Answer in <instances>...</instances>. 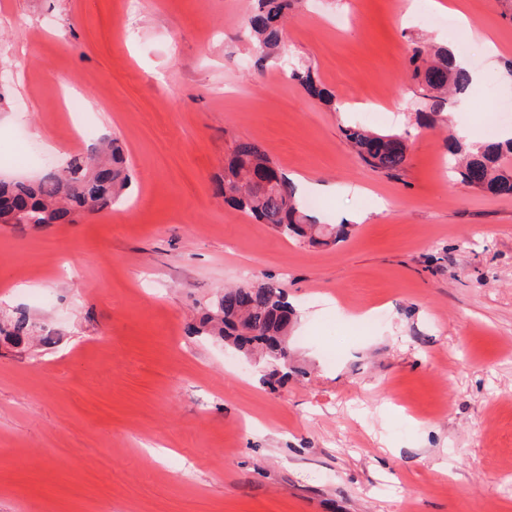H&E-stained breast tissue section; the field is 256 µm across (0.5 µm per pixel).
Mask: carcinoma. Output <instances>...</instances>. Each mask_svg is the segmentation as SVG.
<instances>
[{
    "mask_svg": "<svg viewBox=\"0 0 512 512\" xmlns=\"http://www.w3.org/2000/svg\"><path fill=\"white\" fill-rule=\"evenodd\" d=\"M293 7L294 0H256L248 28L258 65L278 56L283 19ZM406 70L424 99L418 121L432 127L448 112L449 95L464 93L471 82L470 71L456 64L453 53L444 47L414 44ZM345 133L365 164L387 173L403 168L407 147L401 136L357 126ZM105 146L107 150L92 161L75 158L35 183L0 180V219L6 224H59L71 220L76 212L93 214L112 209L124 199L129 174L115 142ZM447 148L459 160L457 178L461 184L512 194V174L502 169V161L512 156V138L479 146L452 138ZM219 192L229 206L271 225L288 240L313 243L322 236L336 242L346 235L347 225L329 228L308 216L295 184L252 142L233 141ZM290 312L282 285L268 278L254 286L225 289L205 308L195 333L220 336L240 349L264 353L275 366V376L285 368ZM32 334V325L24 315L4 327L0 325V336L15 344Z\"/></svg>",
    "mask_w": 512,
    "mask_h": 512,
    "instance_id": "carcinoma-1",
    "label": "carcinoma"
}]
</instances>
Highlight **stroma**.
Listing matches in <instances>:
<instances>
[{
	"instance_id": "obj_1",
	"label": "stroma",
	"mask_w": 512,
	"mask_h": 512,
	"mask_svg": "<svg viewBox=\"0 0 512 512\" xmlns=\"http://www.w3.org/2000/svg\"><path fill=\"white\" fill-rule=\"evenodd\" d=\"M249 0H0V178L34 181L117 138L131 183L71 224H0V512H512V195L459 184L419 124L412 41L481 77L452 128L512 119V0H301L258 66ZM490 32L448 34L450 9ZM311 68L332 102L292 77ZM405 138L394 175L344 129ZM259 146L336 244L287 240L216 192ZM339 186L315 195L310 185ZM271 278L292 372L190 328ZM33 328L29 319L25 315H20L6 326L0 325V336L5 339L20 344L24 339L31 337Z\"/></svg>"
}]
</instances>
